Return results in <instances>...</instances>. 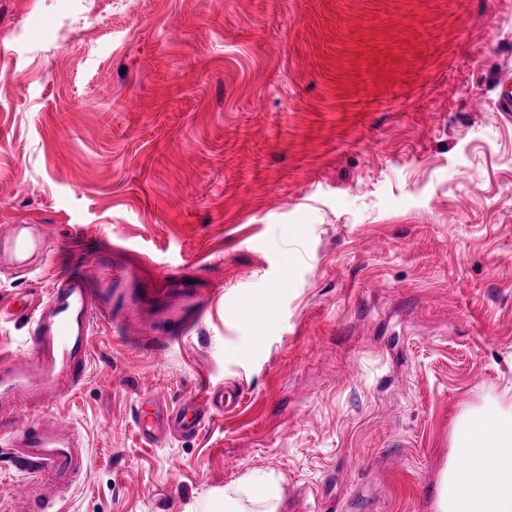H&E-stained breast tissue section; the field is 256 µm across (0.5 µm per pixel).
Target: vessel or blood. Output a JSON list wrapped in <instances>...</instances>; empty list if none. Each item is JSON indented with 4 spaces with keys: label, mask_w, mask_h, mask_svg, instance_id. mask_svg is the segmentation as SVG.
<instances>
[{
    "label": "vessel or blood",
    "mask_w": 512,
    "mask_h": 512,
    "mask_svg": "<svg viewBox=\"0 0 512 512\" xmlns=\"http://www.w3.org/2000/svg\"><path fill=\"white\" fill-rule=\"evenodd\" d=\"M45 248V237L32 225L13 224L0 232V263L24 267ZM141 285L136 270L124 264H113L95 278L70 269L55 276L45 298L20 295L11 306H0V320L16 309L28 313L31 321L27 351L0 353V446L25 474L14 487V500L23 512L44 508L33 492L34 480H49L59 489L70 486L87 473L89 451L85 437L72 423L25 422L18 416L19 407L29 401L48 405L76 393L90 365L97 325H130L129 313L140 303L137 289ZM203 314L199 308L192 316L165 320L152 351L165 354ZM243 401L244 391L237 386H209L177 402L148 396L140 402L135 426L150 445L190 438L212 421L214 413H236Z\"/></svg>",
    "instance_id": "1"
}]
</instances>
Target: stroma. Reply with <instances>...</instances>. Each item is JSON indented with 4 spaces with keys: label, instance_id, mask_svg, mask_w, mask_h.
<instances>
[{
    "label": "stroma",
    "instance_id": "1",
    "mask_svg": "<svg viewBox=\"0 0 512 512\" xmlns=\"http://www.w3.org/2000/svg\"><path fill=\"white\" fill-rule=\"evenodd\" d=\"M385 60H378V53ZM512 0H0V227L36 272L113 250L204 285L155 357L97 327L74 395L22 418L86 437L67 512H212L255 471L281 512H434L465 403L512 379ZM254 310V322L245 313ZM245 402L161 447L141 397ZM46 239L31 224H10L5 232H0V263L18 267L27 266L31 260L43 253ZM204 310L197 308L194 313L187 317H173L164 321L158 339L151 345V350L162 356L166 353L172 343L187 331L203 316Z\"/></svg>",
    "mask_w": 512,
    "mask_h": 512
}]
</instances>
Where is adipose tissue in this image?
Segmentation results:
<instances>
[{"instance_id": "adipose-tissue-1", "label": "adipose tissue", "mask_w": 512, "mask_h": 512, "mask_svg": "<svg viewBox=\"0 0 512 512\" xmlns=\"http://www.w3.org/2000/svg\"><path fill=\"white\" fill-rule=\"evenodd\" d=\"M497 472L485 484L484 470ZM284 483L256 471L224 488V512H278ZM435 512H512V386L458 417Z\"/></svg>"}]
</instances>
